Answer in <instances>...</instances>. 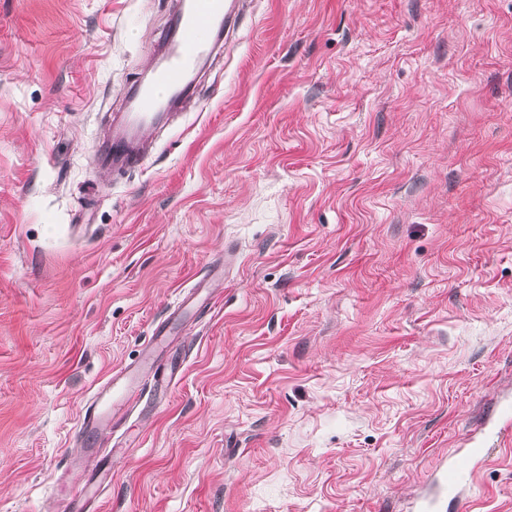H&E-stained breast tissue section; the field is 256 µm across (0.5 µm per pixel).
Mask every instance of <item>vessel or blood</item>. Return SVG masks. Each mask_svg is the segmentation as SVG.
Returning a JSON list of instances; mask_svg holds the SVG:
<instances>
[{
    "label": "vessel or blood",
    "instance_id": "vessel-or-blood-1",
    "mask_svg": "<svg viewBox=\"0 0 512 512\" xmlns=\"http://www.w3.org/2000/svg\"><path fill=\"white\" fill-rule=\"evenodd\" d=\"M227 0H180L178 22L169 31L168 49L161 64L152 70L149 83L131 86L121 114L125 133L109 137L100 155V164L107 169H127L142 166L144 156L132 145L130 132H139L153 126L161 105L171 96L188 94L199 76L198 64L211 57L216 49V34L222 33L228 19ZM137 373L123 367L113 370L111 376L93 392L83 418L84 423L99 420L112 392H122L125 399H134ZM484 454L480 441L470 438L458 454L443 461L436 471L435 496L418 500L415 512H447L458 502L466 489L465 470ZM107 480L95 485L74 484L66 488L67 512H89L92 502L107 489Z\"/></svg>",
    "mask_w": 512,
    "mask_h": 512
}]
</instances>
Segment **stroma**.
I'll list each match as a JSON object with an SVG mask.
<instances>
[{
    "instance_id": "35a3bbf8",
    "label": "stroma",
    "mask_w": 512,
    "mask_h": 512,
    "mask_svg": "<svg viewBox=\"0 0 512 512\" xmlns=\"http://www.w3.org/2000/svg\"><path fill=\"white\" fill-rule=\"evenodd\" d=\"M177 8L0 0V512L112 446L96 512H413L512 397V0H239L103 169ZM469 482L512 512V435ZM108 144L100 155V165L110 169L137 168L143 165L144 155L133 146L129 133L113 134L107 137ZM136 380L137 372L129 369V367L113 370L112 375L93 392L89 401L90 404L86 408L85 416L83 417V425L95 423L96 420H99L102 409L110 399L111 391L112 395L114 391L122 392L125 402L135 399Z\"/></svg>"
}]
</instances>
